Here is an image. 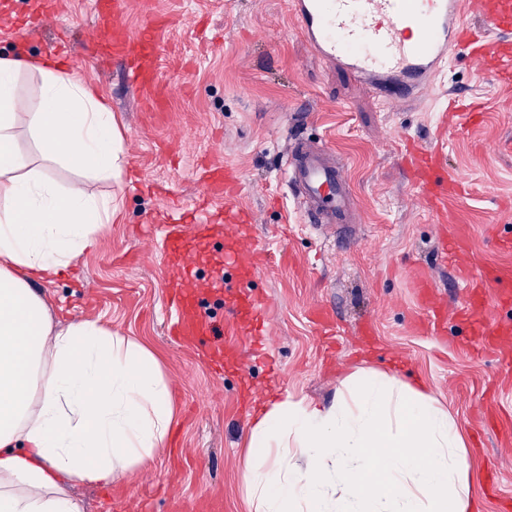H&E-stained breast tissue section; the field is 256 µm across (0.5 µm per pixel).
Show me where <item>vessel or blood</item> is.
Listing matches in <instances>:
<instances>
[{
	"label": "vessel or blood",
	"instance_id": "obj_1",
	"mask_svg": "<svg viewBox=\"0 0 512 512\" xmlns=\"http://www.w3.org/2000/svg\"><path fill=\"white\" fill-rule=\"evenodd\" d=\"M93 4L97 34L87 43V54L103 49L127 61L131 86L153 82L161 19L144 14L138 31L131 34L121 23L128 0H93ZM292 5L310 48L325 61L345 67L386 103H401L426 91L453 52L486 63L496 79L512 80V0H292ZM402 161L427 204L444 212L456 179L442 153L408 141ZM287 174L289 188L301 200L304 217L312 227L349 223L350 185L343 168L331 162L327 149L295 141ZM199 179L210 195L236 182L234 173L220 166L201 169ZM211 219L207 213L188 224L176 211L168 223L155 227L164 260L175 273L171 286L177 297L171 330L182 336L215 333L202 311L199 293L187 285L191 256L206 252L215 240ZM247 221L233 196L225 195L226 259L215 269L216 279H223L228 267L238 280L250 278L252 261L263 249L241 235L240 226ZM462 251L456 235L443 233L437 251L442 265L456 266ZM418 286L425 311L421 328L434 336L441 335L452 318L468 323L472 335H498V311L512 308V275L495 271L480 272L467 284L469 291L482 296L479 309L464 306L452 315L436 302L429 279H420Z\"/></svg>",
	"mask_w": 512,
	"mask_h": 512
}]
</instances>
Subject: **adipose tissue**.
Segmentation results:
<instances>
[{"instance_id": "1", "label": "adipose tissue", "mask_w": 512, "mask_h": 512, "mask_svg": "<svg viewBox=\"0 0 512 512\" xmlns=\"http://www.w3.org/2000/svg\"><path fill=\"white\" fill-rule=\"evenodd\" d=\"M24 74L39 89L22 116ZM21 125L74 181L28 167ZM122 170L121 132L94 86L50 58L0 56V512H80L74 485L111 484L169 436L154 352L95 320L56 327L32 288L68 271L112 221L111 200L83 177L109 183ZM342 386L332 403L289 393L256 416L249 512H478L464 436L427 389L374 369Z\"/></svg>"}]
</instances>
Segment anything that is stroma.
Segmentation results:
<instances>
[{"instance_id":"obj_1","label":"stroma","mask_w":512,"mask_h":512,"mask_svg":"<svg viewBox=\"0 0 512 512\" xmlns=\"http://www.w3.org/2000/svg\"><path fill=\"white\" fill-rule=\"evenodd\" d=\"M169 19L160 33L156 79L142 92L125 79L123 62L85 55L95 33L91 0H17L0 11V53L25 43L46 56L57 29L69 25L72 68L102 92L123 131L121 181L91 180L89 192L112 196L119 208L97 248L75 260L52 283L34 286L54 322L92 319L136 339L159 358L170 384L176 423L152 460L112 485L79 486L81 512H107L116 494L123 512H172L191 500L196 512H248L243 480L251 417L283 392L331 403L341 380L372 368L422 383L458 422L468 447L472 489L482 512H512V375L495 356L468 349L464 327L446 336L420 334L424 316L416 284L427 276L448 310L468 299L456 273L438 266L441 224L464 239V265L512 269V253L497 250L491 231L512 232V86L453 55L426 93L384 105L348 71L309 48L289 0H128L124 24L139 28L144 7ZM42 15L38 39L18 28L20 11ZM462 92L480 114L463 132L440 128L448 96ZM442 144L448 167L463 185L449 194L448 213L432 211L396 156L400 139ZM301 139L327 148L344 163L356 221L321 233L306 224L285 180L289 146ZM204 165L239 174L236 205L251 217L243 232L268 243L252 294L269 307L256 330L238 333L225 321V295L211 280L212 265L197 264L194 288L206 295L212 321L224 333L207 344L170 336L166 282L171 275L157 240L144 226L164 223L177 209L194 208ZM331 310L340 330L328 357L310 320ZM232 356L216 369L207 351ZM496 467L498 491L487 486Z\"/></svg>"}]
</instances>
